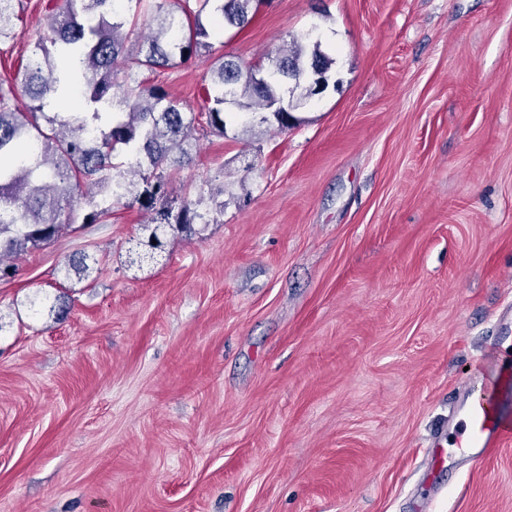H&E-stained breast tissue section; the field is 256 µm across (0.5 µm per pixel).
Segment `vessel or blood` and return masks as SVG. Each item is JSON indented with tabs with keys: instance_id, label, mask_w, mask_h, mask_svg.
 I'll use <instances>...</instances> for the list:
<instances>
[{
	"instance_id": "vessel-or-blood-1",
	"label": "vessel or blood",
	"mask_w": 512,
	"mask_h": 512,
	"mask_svg": "<svg viewBox=\"0 0 512 512\" xmlns=\"http://www.w3.org/2000/svg\"><path fill=\"white\" fill-rule=\"evenodd\" d=\"M453 444L460 456L476 461L505 436L497 408L492 402L458 400Z\"/></svg>"
}]
</instances>
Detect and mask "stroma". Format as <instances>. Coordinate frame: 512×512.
I'll return each instance as SVG.
<instances>
[{
    "label": "stroma",
    "instance_id": "35a3bbf8",
    "mask_svg": "<svg viewBox=\"0 0 512 512\" xmlns=\"http://www.w3.org/2000/svg\"><path fill=\"white\" fill-rule=\"evenodd\" d=\"M60 0L0 41L16 83ZM138 79L196 116L147 246L113 205L0 278V512H512V438L437 461L512 337V0H263ZM316 28L336 63L285 131L198 117L210 66ZM88 269L75 274L71 260ZM196 203H186L174 214L172 209L162 208L155 211L154 217L151 218V223H155L152 227L149 241L152 248L161 246L160 234L166 231V228H187L190 224L196 223L197 220L201 221L199 224L209 223L210 219L206 218V213L198 212ZM152 240L156 241V244H152Z\"/></svg>",
    "mask_w": 512,
    "mask_h": 512
}]
</instances>
